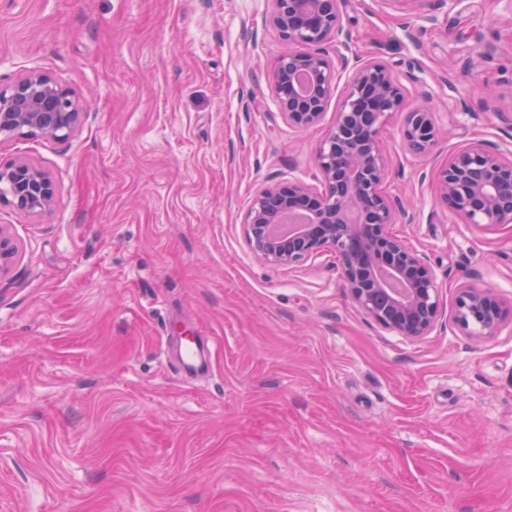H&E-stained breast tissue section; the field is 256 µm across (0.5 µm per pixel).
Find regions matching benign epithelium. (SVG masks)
<instances>
[{
	"instance_id": "benign-epithelium-1",
	"label": "benign epithelium",
	"mask_w": 512,
	"mask_h": 512,
	"mask_svg": "<svg viewBox=\"0 0 512 512\" xmlns=\"http://www.w3.org/2000/svg\"><path fill=\"white\" fill-rule=\"evenodd\" d=\"M272 25L308 50L279 59L270 76L288 126L306 130L323 120L339 74L346 93L315 154L320 187L288 177L258 191L245 217L246 243L261 262L291 267L331 252L339 262L348 297L384 330L419 340L436 327L442 311L439 288L426 259L392 234L390 225L415 216L382 190L389 170L381 131L402 102V86L381 61L351 60L348 45L331 58L328 43L342 34V0H274ZM84 106L47 74L31 70L0 88V142L15 136L58 139L76 128ZM404 141L417 155L435 145L431 113H408ZM441 204L465 223L491 232L512 224V151L472 142L436 172ZM18 211L37 213L54 199L46 172L21 159L0 167V198ZM16 247L0 225V273L13 263ZM505 302L485 288L463 286L455 323L491 336Z\"/></svg>"
}]
</instances>
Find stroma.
Wrapping results in <instances>:
<instances>
[{
    "label": "stroma",
    "instance_id": "obj_1",
    "mask_svg": "<svg viewBox=\"0 0 512 512\" xmlns=\"http://www.w3.org/2000/svg\"><path fill=\"white\" fill-rule=\"evenodd\" d=\"M426 7L435 25L341 5L352 54L403 87L385 188L417 219L392 231L442 307L412 341L334 254L271 267L246 243L260 188L315 184L336 112L302 133L280 114L269 76L302 46L273 0H0V86L37 69L87 103L67 138L0 142L55 189L35 214L0 200V512H512V311L491 336L454 321L462 285L512 301V224L463 223L433 179L471 142L512 147V0ZM421 108L447 130L423 156L401 135ZM187 333L214 344L198 377L167 347Z\"/></svg>",
    "mask_w": 512,
    "mask_h": 512
}]
</instances>
